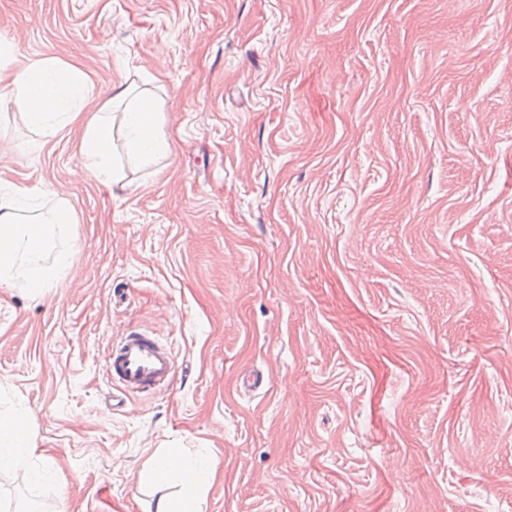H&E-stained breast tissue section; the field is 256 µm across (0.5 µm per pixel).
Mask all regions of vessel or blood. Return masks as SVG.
Wrapping results in <instances>:
<instances>
[{
  "label": "vessel or blood",
  "instance_id": "1",
  "mask_svg": "<svg viewBox=\"0 0 512 512\" xmlns=\"http://www.w3.org/2000/svg\"><path fill=\"white\" fill-rule=\"evenodd\" d=\"M176 368V358L170 350L138 331L123 336L113 346L108 360L113 384L129 394L170 384Z\"/></svg>",
  "mask_w": 512,
  "mask_h": 512
}]
</instances>
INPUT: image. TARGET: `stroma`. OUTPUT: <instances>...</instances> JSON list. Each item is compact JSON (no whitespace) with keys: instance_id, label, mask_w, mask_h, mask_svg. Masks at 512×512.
Masks as SVG:
<instances>
[{"instance_id":"stroma-1","label":"stroma","mask_w":512,"mask_h":512,"mask_svg":"<svg viewBox=\"0 0 512 512\" xmlns=\"http://www.w3.org/2000/svg\"><path fill=\"white\" fill-rule=\"evenodd\" d=\"M0 40L97 93L155 75L171 153L120 197L0 103V189L69 200L70 264L0 287V411L32 512H512V0H0ZM138 329L172 383L117 393ZM36 451L26 416L0 412V473L29 467ZM216 471L217 462L214 460L165 452L158 457L153 468L140 473L138 483L143 486L151 482L170 481L184 489L175 497H159L153 512H203L202 491Z\"/></svg>"}]
</instances>
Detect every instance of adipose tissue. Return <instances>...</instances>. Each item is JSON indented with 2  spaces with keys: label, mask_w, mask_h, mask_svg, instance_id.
<instances>
[{
  "label": "adipose tissue",
  "mask_w": 512,
  "mask_h": 512,
  "mask_svg": "<svg viewBox=\"0 0 512 512\" xmlns=\"http://www.w3.org/2000/svg\"><path fill=\"white\" fill-rule=\"evenodd\" d=\"M1 82L39 136L56 135L60 127L83 120V169L110 185L113 193L128 186L123 159L148 166L170 150L161 130L160 102L148 92L135 95L125 86L115 88L110 97L95 96L79 67L55 57L20 61L6 42L0 43ZM34 195L25 187L0 195V286L19 284L39 296L60 285L70 252L57 249L56 238L77 217L61 198L51 207H34ZM35 453L25 415L0 412V473L28 467ZM216 471L214 460L166 452L153 468L140 473L138 482L182 486L178 496L159 497L154 512H203V491Z\"/></svg>",
  "instance_id": "ef3b65f1"
}]
</instances>
